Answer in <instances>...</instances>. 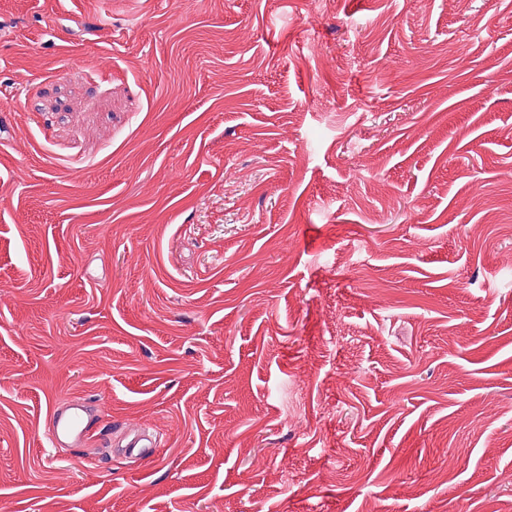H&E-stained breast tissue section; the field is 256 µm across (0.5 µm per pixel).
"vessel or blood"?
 I'll return each instance as SVG.
<instances>
[{
	"mask_svg": "<svg viewBox=\"0 0 512 512\" xmlns=\"http://www.w3.org/2000/svg\"><path fill=\"white\" fill-rule=\"evenodd\" d=\"M99 419L100 410L96 404L82 397L72 398L51 408L48 438L56 448L86 447L95 435ZM118 445L125 457L143 461L155 454L158 443L153 433L139 427L125 429Z\"/></svg>",
	"mask_w": 512,
	"mask_h": 512,
	"instance_id": "vessel-or-blood-1",
	"label": "vessel or blood"
}]
</instances>
